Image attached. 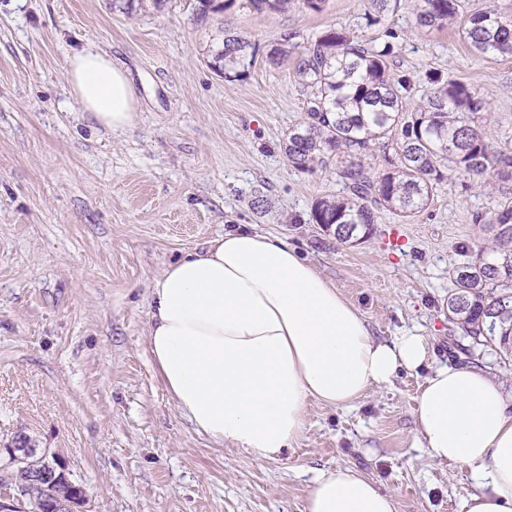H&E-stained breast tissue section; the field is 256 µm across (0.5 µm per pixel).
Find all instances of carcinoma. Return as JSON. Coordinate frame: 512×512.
<instances>
[{
	"label": "carcinoma",
	"mask_w": 512,
	"mask_h": 512,
	"mask_svg": "<svg viewBox=\"0 0 512 512\" xmlns=\"http://www.w3.org/2000/svg\"><path fill=\"white\" fill-rule=\"evenodd\" d=\"M259 12H280L289 0H249ZM391 0H370L365 26L380 23ZM235 0H199V14H223ZM416 18L425 28H442L460 15L461 0H417ZM463 38L480 56L512 57V15L489 8L467 15ZM363 42L343 28H330L300 43L284 34L266 47V59L280 65L293 58L300 83L310 89L309 120L291 128L283 142L288 163L306 172L340 164L344 195L320 199L313 219L342 242L359 241L373 230L376 211L385 208L407 218L424 209L444 182L467 190L477 180L512 182V153L492 149L476 126L488 102L466 85L437 71L417 80L390 62L397 43ZM258 49L224 30L209 46L208 63L227 81L243 79ZM425 86L422 104L405 115V99ZM381 151L374 171L366 156ZM475 224L485 243L449 270L448 321L471 338L474 347H496L512 360V199L478 213ZM77 481L68 474L50 485L26 491L28 512H53Z\"/></svg>",
	"instance_id": "1"
}]
</instances>
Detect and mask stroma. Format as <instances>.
<instances>
[{
    "mask_svg": "<svg viewBox=\"0 0 512 512\" xmlns=\"http://www.w3.org/2000/svg\"><path fill=\"white\" fill-rule=\"evenodd\" d=\"M198 0H0V449L21 436L50 449L87 491L86 512H305L317 471L351 467L391 494L397 512H463L474 486L418 445L416 400L428 368L399 371L355 404H308L309 430L262 463L218 445L174 407L147 343L151 281L164 264L236 227L284 239L389 341L426 336L436 363L488 370L512 394V364L446 315L448 271L479 241L476 213L501 186L442 184L408 221L377 212L344 243L312 219L343 192L336 167L294 169L282 152L307 121L293 65L257 54L227 82L206 50L229 29L263 47L284 33L332 27L359 39L397 36L395 68L438 70L489 101L478 126L512 151V58L475 56L457 26L421 28L399 0L368 28L369 0H291L279 13L237 0L197 16ZM94 43L138 92L121 135L81 112L65 82L69 56Z\"/></svg>",
    "mask_w": 512,
    "mask_h": 512,
    "instance_id": "1",
    "label": "stroma"
}]
</instances>
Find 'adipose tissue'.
<instances>
[{"label": "adipose tissue", "mask_w": 512, "mask_h": 512, "mask_svg": "<svg viewBox=\"0 0 512 512\" xmlns=\"http://www.w3.org/2000/svg\"><path fill=\"white\" fill-rule=\"evenodd\" d=\"M66 82L82 112L111 133L135 125L128 74L96 45L69 58ZM151 297L149 351L176 409L197 432L257 462L277 459L306 435L308 402L353 404L430 358L426 337L375 339L313 264L278 237L246 228L165 265ZM416 423L430 462L468 469L476 490L464 512H512V399L497 377L433 365ZM306 512L396 505L374 481L339 467L319 471Z\"/></svg>", "instance_id": "ef3b65f1"}]
</instances>
